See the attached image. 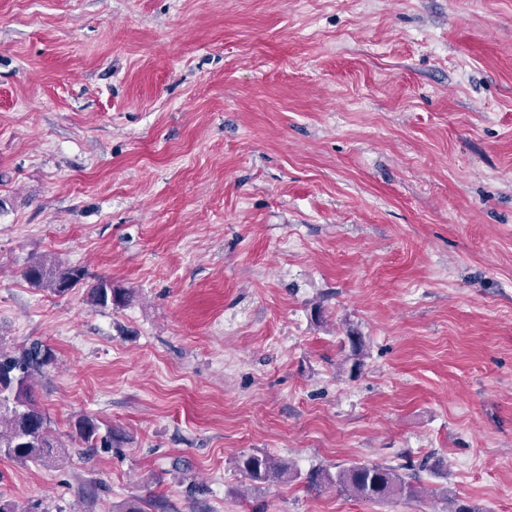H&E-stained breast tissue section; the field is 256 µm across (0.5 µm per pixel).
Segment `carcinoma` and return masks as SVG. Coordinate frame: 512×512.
<instances>
[{"mask_svg":"<svg viewBox=\"0 0 512 512\" xmlns=\"http://www.w3.org/2000/svg\"><path fill=\"white\" fill-rule=\"evenodd\" d=\"M24 278L38 288L63 294L83 281L85 270L81 267L61 268L54 259L42 256L33 259L23 271ZM93 305L100 308H118L126 300V292L112 287V282L100 279L91 287ZM349 349L344 363L355 370L363 365L365 353L358 336H348ZM52 350L32 342L15 350L0 346V456L21 465H38L53 457L61 447L50 427V419L29 398L35 380L46 367L55 364ZM77 437L90 448L112 447V430L100 432L99 425L90 418L76 424ZM238 470L255 483L271 479H288L299 476L293 465L267 454L242 456L235 460ZM399 469L376 463L352 462L336 473L316 468L307 474V486L317 490L333 485L339 491L356 499L378 502L394 496L416 497L421 487L407 473L411 465Z\"/></svg>","mask_w":512,"mask_h":512,"instance_id":"1","label":"carcinoma"}]
</instances>
